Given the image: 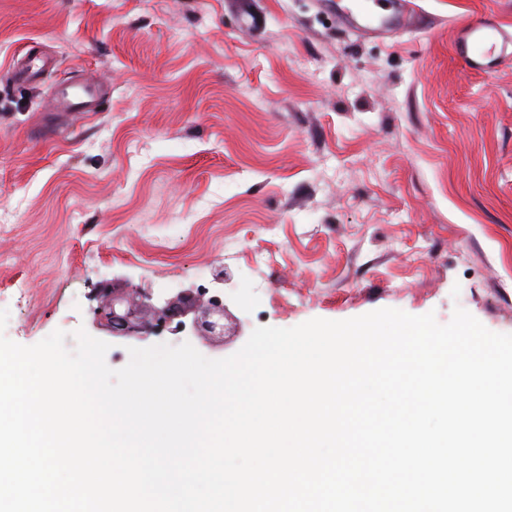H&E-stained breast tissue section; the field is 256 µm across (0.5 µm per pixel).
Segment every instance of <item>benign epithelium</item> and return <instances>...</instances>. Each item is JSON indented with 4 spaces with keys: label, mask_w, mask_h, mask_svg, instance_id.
Instances as JSON below:
<instances>
[{
    "label": "benign epithelium",
    "mask_w": 512,
    "mask_h": 512,
    "mask_svg": "<svg viewBox=\"0 0 512 512\" xmlns=\"http://www.w3.org/2000/svg\"><path fill=\"white\" fill-rule=\"evenodd\" d=\"M93 328L117 339L145 340L165 332L186 334L213 348L224 346L228 319L224 298L188 289L160 302L136 288L117 291L106 284L89 294Z\"/></svg>",
    "instance_id": "7a95c632"
}]
</instances>
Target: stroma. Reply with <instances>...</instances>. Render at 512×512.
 Masks as SVG:
<instances>
[{
	"label": "stroma",
	"mask_w": 512,
	"mask_h": 512,
	"mask_svg": "<svg viewBox=\"0 0 512 512\" xmlns=\"http://www.w3.org/2000/svg\"><path fill=\"white\" fill-rule=\"evenodd\" d=\"M353 0H0V309L30 346L90 325L99 284L224 288L241 324L462 307L512 334V61L454 52L512 0H412L382 41ZM31 55L50 65L23 84ZM89 77L101 111L60 116ZM25 283L27 299L16 286Z\"/></svg>",
	"instance_id": "35a3bbf8"
}]
</instances>
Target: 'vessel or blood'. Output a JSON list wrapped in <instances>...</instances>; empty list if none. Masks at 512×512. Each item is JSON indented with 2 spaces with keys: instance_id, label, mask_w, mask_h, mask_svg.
Listing matches in <instances>:
<instances>
[{
  "instance_id": "b4317fda",
  "label": "vessel or blood",
  "mask_w": 512,
  "mask_h": 512,
  "mask_svg": "<svg viewBox=\"0 0 512 512\" xmlns=\"http://www.w3.org/2000/svg\"><path fill=\"white\" fill-rule=\"evenodd\" d=\"M375 6L368 22L361 26L364 34L404 31L415 24L414 16L404 11L400 0H376ZM456 51L475 72L489 73L499 61L512 59V35L495 23L481 21L464 29ZM105 96L102 85L85 78L62 87L59 104L70 112H95Z\"/></svg>"
}]
</instances>
